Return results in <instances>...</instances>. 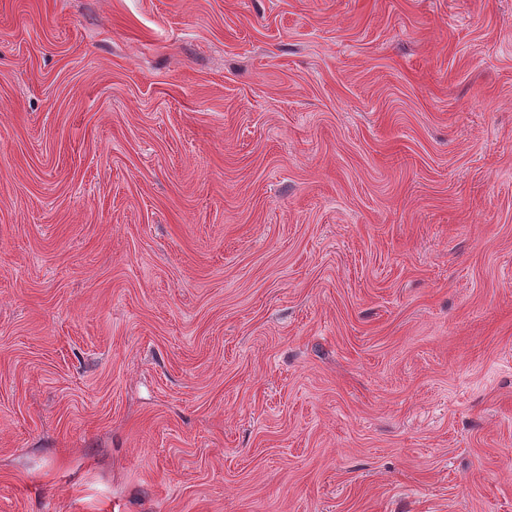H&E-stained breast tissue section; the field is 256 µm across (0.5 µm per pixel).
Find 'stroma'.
Masks as SVG:
<instances>
[{
	"instance_id": "35a3bbf8",
	"label": "stroma",
	"mask_w": 512,
	"mask_h": 512,
	"mask_svg": "<svg viewBox=\"0 0 512 512\" xmlns=\"http://www.w3.org/2000/svg\"><path fill=\"white\" fill-rule=\"evenodd\" d=\"M0 512H512V0H0Z\"/></svg>"
}]
</instances>
